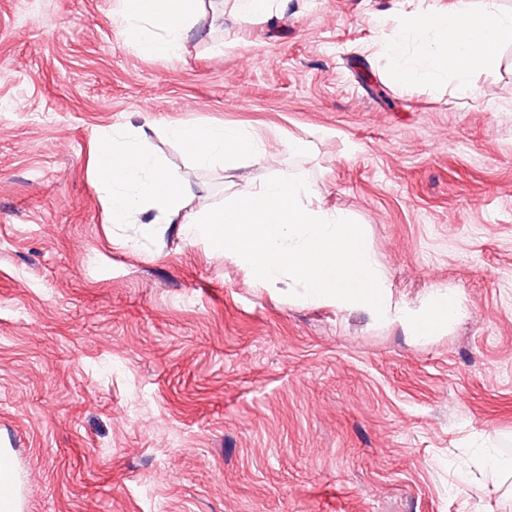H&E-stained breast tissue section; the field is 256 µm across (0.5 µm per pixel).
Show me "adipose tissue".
Masks as SVG:
<instances>
[{"label": "adipose tissue", "instance_id": "ef3b65f1", "mask_svg": "<svg viewBox=\"0 0 512 512\" xmlns=\"http://www.w3.org/2000/svg\"><path fill=\"white\" fill-rule=\"evenodd\" d=\"M202 0H122L128 43L165 57L190 36L201 34ZM512 38V12L494 0L474 5L457 0L449 10L428 7L400 13L385 43V68L400 80L435 82L453 77L467 87L474 70L496 58ZM196 165L225 170L267 157L262 137L235 125L178 123L167 129ZM93 177L108 221L139 225L182 222L190 239L204 238L244 266L262 287L300 286L306 302L339 310L362 309L379 322H396L419 337L444 331L462 311L453 290L432 291L421 307L394 303L388 278L361 225L324 207L299 172L268 176L235 192L224 206L199 213L190 207L197 183L188 172L165 165L139 134H101L95 144Z\"/></svg>", "mask_w": 512, "mask_h": 512}]
</instances>
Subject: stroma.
Here are the masks:
<instances>
[{
    "label": "stroma",
    "instance_id": "1",
    "mask_svg": "<svg viewBox=\"0 0 512 512\" xmlns=\"http://www.w3.org/2000/svg\"><path fill=\"white\" fill-rule=\"evenodd\" d=\"M406 5L204 0L209 34L151 57L120 0H0V455L26 512H512L468 466L485 436L512 451V39L469 90L402 83L377 58ZM196 122L266 163L193 169L163 129ZM112 129L193 171L197 211L304 171L395 301L449 288L461 315L416 339L179 224L113 230L90 173Z\"/></svg>",
    "mask_w": 512,
    "mask_h": 512
}]
</instances>
